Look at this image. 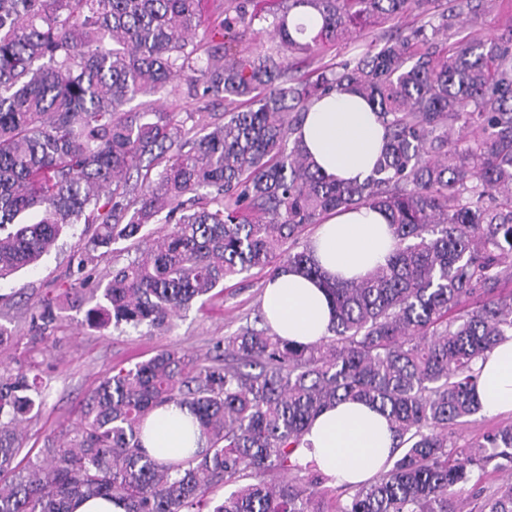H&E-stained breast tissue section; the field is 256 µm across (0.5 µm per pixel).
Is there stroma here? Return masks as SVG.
Instances as JSON below:
<instances>
[{"mask_svg":"<svg viewBox=\"0 0 512 512\" xmlns=\"http://www.w3.org/2000/svg\"><path fill=\"white\" fill-rule=\"evenodd\" d=\"M511 30L512 0H502L495 11L451 26L447 38L452 43L466 36L491 40ZM379 35V29L370 28L362 37L336 44L323 54L296 58L294 73L307 76L322 63L350 58L366 50ZM157 105L180 122L196 112L216 121L224 118L223 98L196 95L191 80L184 76L174 80ZM91 233L90 225H73L35 266L0 281L1 325L25 333L34 306L75 283L76 260ZM266 283V277L254 270L227 280L223 294L193 302L179 311L171 330L151 336L98 328L87 322L85 310L63 307L60 326L47 344L35 347L23 341L0 354V366L8 369L37 365L47 385L45 405L23 428L24 448L38 452L47 436L72 428L80 400L113 368L131 367L170 346L201 361L212 357L215 343L234 333L261 306Z\"/></svg>","mask_w":512,"mask_h":512,"instance_id":"35a3bbf8","label":"stroma"}]
</instances>
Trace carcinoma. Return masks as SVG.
Masks as SVG:
<instances>
[{"instance_id": "carcinoma-1", "label": "carcinoma", "mask_w": 512, "mask_h": 512, "mask_svg": "<svg viewBox=\"0 0 512 512\" xmlns=\"http://www.w3.org/2000/svg\"><path fill=\"white\" fill-rule=\"evenodd\" d=\"M233 2V13L207 15L204 0H0V280L75 224L95 225L81 273L99 250L173 220L106 281L42 300L30 341L48 342L63 301L94 302L86 319L103 327L161 333L224 281L285 267L320 282L330 335L284 340L259 309L209 364L167 348L104 378L77 426L33 457L20 429L44 403L42 378L32 365L0 372V512H71L80 498L125 512H324L314 486L326 477L293 453L344 400L387 416L397 455L336 512H458L457 489L491 464L512 471L511 423L448 448L481 412L478 360L512 337V293L500 291L512 283V36L464 38L450 52L436 35L498 0H282L269 23L277 45L246 52L236 43L262 17L252 0ZM411 16L422 24L398 29ZM203 24L222 42L194 40ZM385 25L395 33L375 48L314 80L293 75L295 58ZM188 73L232 105L224 122L200 115L188 128L156 108ZM346 87L387 136L360 184L326 179L294 137L316 98ZM454 124L462 148L448 138ZM366 205L389 214L396 250L363 278L322 277L302 234ZM168 404L189 409L199 451L160 463L141 435ZM291 470L310 477L265 479ZM477 512H512V482Z\"/></svg>"}]
</instances>
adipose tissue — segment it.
<instances>
[{"mask_svg": "<svg viewBox=\"0 0 512 512\" xmlns=\"http://www.w3.org/2000/svg\"><path fill=\"white\" fill-rule=\"evenodd\" d=\"M296 136L325 176L343 181H365L386 143L379 115L350 89L314 100ZM395 245L385 215L368 206L330 215L310 241L313 258L329 279L365 276L386 262ZM263 310L281 338L303 344L328 336L333 318L324 290L290 268L268 280ZM477 367L483 413H512V339L499 343ZM193 430L179 407H161L149 416L142 444L157 461H180L196 448ZM392 451L388 419L366 403L342 401L315 417L294 456L330 483L355 485L380 472Z\"/></svg>", "mask_w": 512, "mask_h": 512, "instance_id": "obj_1", "label": "adipose tissue"}]
</instances>
